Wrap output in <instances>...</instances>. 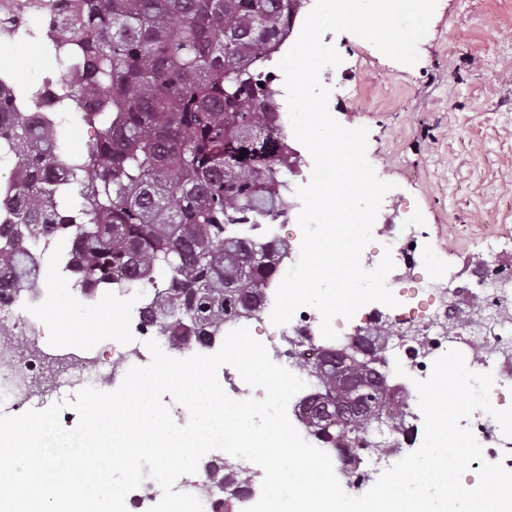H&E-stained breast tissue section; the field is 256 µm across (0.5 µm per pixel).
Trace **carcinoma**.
<instances>
[{
	"label": "carcinoma",
	"mask_w": 512,
	"mask_h": 512,
	"mask_svg": "<svg viewBox=\"0 0 512 512\" xmlns=\"http://www.w3.org/2000/svg\"><path fill=\"white\" fill-rule=\"evenodd\" d=\"M304 0H79L58 46L77 79L60 100L95 137L65 156L54 123L0 96V148L36 173L0 194V289L38 287L25 240L56 238L66 272L97 289L149 285L142 326L178 344H202L255 313L288 248L239 227L288 211V144L275 130L278 91L269 63ZM264 86H259V83ZM95 104L87 103V96ZM78 186L80 207L58 193ZM362 374L327 367L319 393L332 399ZM328 402L302 401L306 423ZM395 419L390 399L358 417L332 414L315 434L358 461L359 441Z\"/></svg>",
	"instance_id": "carcinoma-1"
}]
</instances>
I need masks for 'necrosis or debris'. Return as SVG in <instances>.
Segmentation results:
<instances>
[{
    "label": "necrosis or debris",
    "instance_id": "4bbe7bcc",
    "mask_svg": "<svg viewBox=\"0 0 512 512\" xmlns=\"http://www.w3.org/2000/svg\"><path fill=\"white\" fill-rule=\"evenodd\" d=\"M73 0H0V43L12 42L28 21L42 22V34H49L48 17L71 18ZM74 71L52 76L49 81L23 88L7 70L0 69V92L27 99L28 111H50L64 86L74 79ZM394 202L383 199L372 234L377 246L362 257L363 267L371 269L383 254H391L395 269L387 279L397 289L396 307L378 302L362 306L352 318H336L337 340L324 339L319 312L300 307L287 325L278 327L275 341L268 346L271 359L305 379L307 391L316 381L308 369L299 366L295 352L315 359L318 350L362 342L363 338L383 331L385 350L380 372L393 378L396 367H403L411 378L429 377L434 361L447 350L463 353L467 366L476 372H492L490 391L493 408L512 406V272L501 268L498 258L483 261L473 274L471 284L460 282L456 270L437 278L421 274L419 254L423 244L414 225L395 222ZM97 305H111L124 320L127 333L112 346V359L102 362L98 350L79 349L52 352L39 343L38 327L45 302L43 294H21L0 300V327L9 329V337H0V385L10 394L13 409H21L48 387L72 383L115 384L121 382L135 363H148L146 340L157 339L170 356L183 357L193 344L175 348L167 337H154L140 326L142 306L137 296L111 299L107 293L94 297ZM420 415L416 390L403 388L398 394V429L389 431L384 450L363 453L354 467L335 463L334 470L343 489L359 496L368 491L379 474L422 442L417 430ZM483 447L486 461L512 467V438L504 436L498 422L482 410L467 421Z\"/></svg>",
    "mask_w": 512,
    "mask_h": 512
}]
</instances>
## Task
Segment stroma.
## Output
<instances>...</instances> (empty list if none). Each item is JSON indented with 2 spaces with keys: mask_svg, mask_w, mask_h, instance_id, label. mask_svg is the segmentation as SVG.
<instances>
[{
  "mask_svg": "<svg viewBox=\"0 0 512 512\" xmlns=\"http://www.w3.org/2000/svg\"><path fill=\"white\" fill-rule=\"evenodd\" d=\"M323 41L342 58L333 80L350 89L329 101V111L341 125L367 128L377 176L394 182L409 222L432 231L429 274L478 264L476 240L489 226L501 263L511 266L512 0H438L413 66L348 32L325 33ZM2 62L22 85L57 67L34 24L0 44ZM52 287L54 309L81 327L94 303L67 276Z\"/></svg>",
  "mask_w": 512,
  "mask_h": 512,
  "instance_id": "35a3bbf8",
  "label": "stroma"
}]
</instances>
